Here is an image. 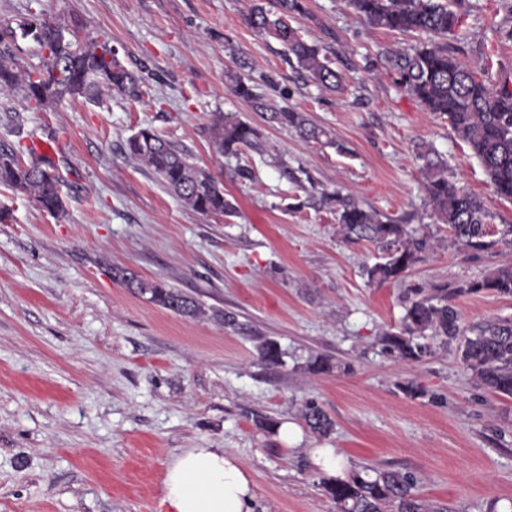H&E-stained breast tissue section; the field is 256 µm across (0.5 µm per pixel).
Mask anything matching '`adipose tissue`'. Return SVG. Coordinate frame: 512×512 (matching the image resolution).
<instances>
[{
    "mask_svg": "<svg viewBox=\"0 0 512 512\" xmlns=\"http://www.w3.org/2000/svg\"><path fill=\"white\" fill-rule=\"evenodd\" d=\"M167 512H254L248 468L221 448H193L173 458L164 481Z\"/></svg>",
    "mask_w": 512,
    "mask_h": 512,
    "instance_id": "adipose-tissue-1",
    "label": "adipose tissue"
}]
</instances>
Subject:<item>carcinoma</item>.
Instances as JSON below:
<instances>
[{"label":"carcinoma","mask_w":512,"mask_h":512,"mask_svg":"<svg viewBox=\"0 0 512 512\" xmlns=\"http://www.w3.org/2000/svg\"><path fill=\"white\" fill-rule=\"evenodd\" d=\"M252 2L245 15L249 27L280 42L288 61L295 62L297 72L307 81L330 91L341 86V77L324 48L304 41L289 23L306 16L303 0H270L268 8L259 0ZM348 5L358 20L372 27L426 35V40L409 52H382L383 67L425 111L448 119L456 137L482 165L494 193L512 201V74L500 72L495 78L488 77L481 61L465 64L457 58L448 36L462 25V0H348ZM20 38H30L38 47L39 63L27 70L20 69L16 62ZM226 78L231 92L252 103L268 124L293 130L306 142L344 151L302 113L269 108L250 78L236 72ZM101 87L130 100H140L146 94L145 78L127 68L107 40L86 37L75 26L37 13L15 27L8 22L0 24V96L17 92L30 108L46 112L67 97H89ZM206 132L219 155L260 146L256 127L226 120L220 112L214 114ZM126 150L190 209L204 215L235 214V206L224 197L223 183L153 128L142 127L130 136ZM23 154L29 156V161L21 159ZM419 159L424 161V203L441 223L448 225L453 244L472 255L489 251L501 242L512 246L511 224L500 231L501 238L494 239L492 216L481 199L449 179L448 166L432 158L431 152L419 155ZM61 182L56 161L38 153L34 146L0 147V185L34 197L38 206L50 214L64 210ZM304 203L330 207L346 240L378 246L380 261L363 269L370 282L404 279L434 246V234L429 230L385 219L365 209L351 194L310 192ZM115 275L164 309L187 317L205 315L200 303L175 288L124 270ZM478 294L512 298V257L489 274L452 288L446 284L429 288L417 283L406 289L402 325L379 337L380 352L417 364L441 349L455 350L464 368L484 389L512 397V319L496 317L466 324L453 303L457 297ZM257 340L262 364L275 367L283 363L284 351L276 340L267 336ZM301 418L311 433L326 435L333 429V420L313 401L303 404ZM415 487L416 479L408 473L375 468L323 482L337 512H387L389 508L395 512H444L422 500L414 492Z\"/></svg>","instance_id":"cac0c4a2"}]
</instances>
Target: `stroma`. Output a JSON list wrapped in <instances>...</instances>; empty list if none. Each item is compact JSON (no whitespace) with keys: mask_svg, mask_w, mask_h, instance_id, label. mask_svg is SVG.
<instances>
[{"mask_svg":"<svg viewBox=\"0 0 512 512\" xmlns=\"http://www.w3.org/2000/svg\"><path fill=\"white\" fill-rule=\"evenodd\" d=\"M297 22L344 79L322 91L293 70L282 45L244 21V0H0V21L42 12L106 37L148 93L134 102L101 92L54 110L0 97V144L49 141L68 162L64 212L0 187V512H162L166 468L190 448H221L250 470L255 512H336L311 449H335L344 471L390 468L449 512H512V397L490 394L457 355L408 364L379 354L398 330L409 284L480 278L500 249L468 257L424 204L421 152L437 150L448 174L512 224L446 118L423 110L380 65L384 49L416 45L414 33L356 21L347 0H306ZM452 42L464 62L512 72V0H465ZM252 80L273 76L268 101L305 113L344 152L263 124L232 96L226 73L240 61ZM259 126L261 150L217 155L205 133L214 113ZM209 169L236 207L199 214L131 157L139 128ZM248 166L250 178L237 174ZM307 171L317 189L354 195L364 208L428 225L435 248L406 280L376 284L363 266L373 243L349 242L334 211L291 208L297 188L283 168ZM127 269L194 298L206 315L163 309L115 278ZM464 322L512 317V299L456 298ZM229 310L245 323L225 329ZM277 340L282 365L257 358V337ZM323 356L351 370L311 374ZM421 388L418 397L401 386ZM315 401L334 422L316 436L300 409ZM288 422L296 445L257 428Z\"/></svg>","mask_w":512,"mask_h":512,"instance_id":"obj_1","label":"stroma"}]
</instances>
